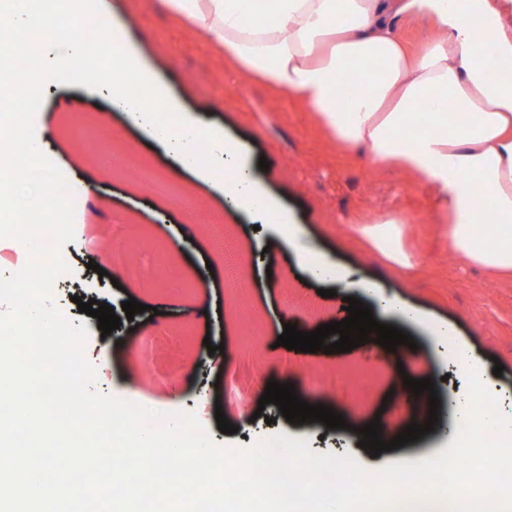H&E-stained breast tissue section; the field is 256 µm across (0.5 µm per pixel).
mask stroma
I'll return each mask as SVG.
<instances>
[{"label":"stroma","mask_w":512,"mask_h":512,"mask_svg":"<svg viewBox=\"0 0 512 512\" xmlns=\"http://www.w3.org/2000/svg\"><path fill=\"white\" fill-rule=\"evenodd\" d=\"M99 14L127 23V47L153 85L172 98L179 113L195 118L203 131L223 130L238 141L242 161L255 167L271 201L297 225L315 251L342 272L373 281L378 296L396 294L427 315L428 328L405 322L397 327L416 340L406 360L374 342L348 352H295L277 343L285 324L311 332L345 319L335 297L318 294V284L300 279L292 254L265 253L276 247L274 225L262 218L236 220L220 191V179L203 182L177 170L159 146L146 141L131 114L112 109L111 89L53 70L40 86L42 108L34 118L35 137L80 199L79 179L100 188V219L80 218L73 242L63 248L69 268L52 292L53 305L71 322L85 323L87 359L95 366V387L148 408L201 413L208 435L223 445H250L276 434L308 440L311 450L346 455L374 472L398 462L414 463L447 448L451 389L471 390L482 414L512 417V281L462 264L449 251L436 222L435 194L413 175L380 169L362 156L342 151L319 128L313 113L294 94L253 82L189 30L175 23L161 0H100ZM133 153L143 177L120 167L95 164L102 146ZM267 170H258L259 160ZM400 209L412 217L403 246L412 267L403 271L377 252L360 229L381 212ZM132 226L133 252L143 266L161 264L176 278L132 282L102 256L119 226ZM183 238L179 252L164 243ZM103 263L102 272L88 267ZM81 287L109 305L128 299L145 312L122 319L102 336L96 318L73 309L69 290ZM453 326L455 334L438 335ZM218 346L210 356L208 345ZM467 350L486 385L470 389L467 378L445 382L457 350ZM501 375H494L496 364ZM355 369L370 376L372 393L355 403L328 389H307L303 379L315 367ZM432 379L439 392V429L422 439L373 457L359 433L346 429L323 436L322 425L286 421L275 404L260 405L268 381L291 383L310 404H323L346 421L379 420L391 441L418 417V405L404 396V377ZM236 427L219 431L216 410Z\"/></svg>","instance_id":"35a3bbf8"}]
</instances>
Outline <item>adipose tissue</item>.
<instances>
[{
    "instance_id": "ef3b65f1",
    "label": "adipose tissue",
    "mask_w": 512,
    "mask_h": 512,
    "mask_svg": "<svg viewBox=\"0 0 512 512\" xmlns=\"http://www.w3.org/2000/svg\"><path fill=\"white\" fill-rule=\"evenodd\" d=\"M58 2L0 0V49L17 43L39 47L32 22L53 15ZM162 3L173 19L212 43L252 80L294 94L337 144L432 187L441 202L437 221L449 251L465 264L512 276V0H271L270 21L257 13L259 0ZM248 11L256 18L246 25L241 17ZM402 17L429 19L437 37L408 53L396 31ZM482 33L493 45L491 76L477 56ZM126 36V27L114 24L106 42H74L57 55L55 65L111 87L114 108L133 113L152 141L174 150L180 166L205 175L218 160H234V175L223 180L226 201L276 224L284 247L297 250L313 278L373 294L372 282L345 279L301 244L296 227L276 211L263 184L236 162L232 142L213 132L202 134L189 122L155 121L156 113L174 106L151 88L138 59L125 48ZM107 49L111 66L91 72L81 67V59ZM365 63L377 68L369 91L348 94L344 72ZM132 85L145 87L146 95H131ZM434 94L451 95L466 122L449 126L447 113L434 110L426 113L418 136L408 138L419 103ZM486 195L495 201L493 211L482 205ZM408 221L404 213H385L364 230L375 248L402 267L410 260L391 243ZM478 224L499 225V242L475 236Z\"/></svg>"
}]
</instances>
